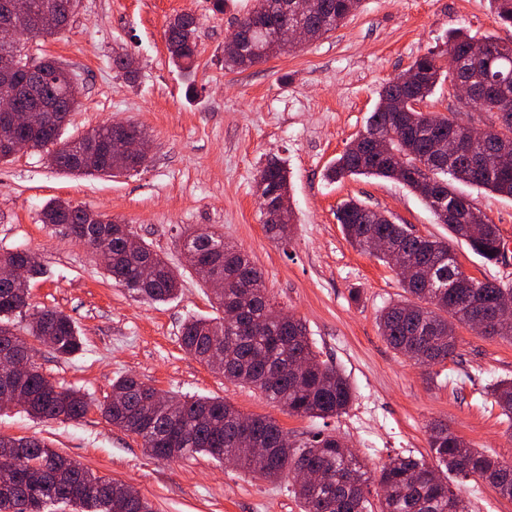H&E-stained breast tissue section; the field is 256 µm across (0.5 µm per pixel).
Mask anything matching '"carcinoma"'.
Returning a JSON list of instances; mask_svg holds the SVG:
<instances>
[{
	"instance_id": "1",
	"label": "carcinoma",
	"mask_w": 512,
	"mask_h": 512,
	"mask_svg": "<svg viewBox=\"0 0 512 512\" xmlns=\"http://www.w3.org/2000/svg\"><path fill=\"white\" fill-rule=\"evenodd\" d=\"M62 18L63 26L35 33L54 36L65 30L74 11V0H49ZM280 0H255L248 11L263 25L248 28L235 43H224V66L248 67L251 55L264 58L286 53L290 46L271 37V32L301 21L317 40L334 31L355 15L363 0H289L284 12ZM497 19L512 25V0H491ZM197 18L189 13L176 15L168 27L167 49L172 63L191 72L198 53ZM18 83H28L34 74L28 70L30 59L18 48L12 50ZM402 84L389 82L380 92L368 127L386 142V154L379 157L372 145L359 138L352 141L328 169L331 180L345 176H376L396 179L410 190L421 193V182L433 184L436 194L459 195L455 183L483 188L512 197V167L496 172L474 169L468 152L492 153L504 142L512 144V121L501 131L480 141L473 140L469 125L436 115L429 127H423L425 113L421 104L432 96L438 83L460 81L479 85L485 99L511 107L512 117V44H501L491 37L477 39L461 30L448 33L447 49L430 51L415 59ZM74 79L54 82L43 79L44 98L55 103L57 111L19 134L27 136L35 150L55 146L58 168L77 176L109 175L112 155L108 151L114 125L104 124L69 140L61 132L71 113ZM453 138L463 144V152L448 164L437 159V143ZM266 185L263 224L270 238L290 239L294 221L290 205L288 171L277 160L268 161L258 172ZM90 210L67 200L53 198L42 207V223L57 226L76 224L92 241L110 250L113 260L106 265L112 282L132 296L151 302L174 298L181 287L180 274L149 246L135 255L124 252L120 233L126 225L103 216L89 217ZM348 241L362 250L366 237L377 230L394 240L409 263L402 279L404 296L388 305L379 315V329L398 353L419 360L422 351L436 353L445 361L457 349L458 329L473 326L474 317L494 308L495 288H454V269L448 268V242L434 237H409L405 226L396 224L382 212L372 210L356 199L344 201L336 211ZM448 226L456 238L485 260L492 262L499 236L497 225L464 207L448 218L435 216ZM193 255L191 267L197 278L207 284L224 278V299L220 309L238 312L239 324L215 323L206 318L185 322L181 346L207 363L212 351L224 353V379L259 390L267 399L293 415L329 418L344 413L354 394L349 380L335 367L319 359L309 340L306 325L288 317L281 322L268 312L273 308L261 273L249 255L227 245L214 232H195L186 238ZM29 267V278L43 274V268L25 249L0 254V269ZM28 282L0 278V359L7 358L35 340L47 344L60 357L83 350V339L70 316L61 311L43 309L31 319L25 333L17 332L15 317L28 307ZM21 387L26 400L21 407L28 415L46 420L77 421L93 405L84 393L57 385L36 371ZM150 387L137 377L125 375L112 383V396L100 404L102 414L112 425L132 433L142 441L153 458L170 462L193 453H205L218 460H231L256 478L277 480L307 461L327 474L321 485L296 484L293 493L304 512H371L369 486L382 489L380 512H470L469 502L454 491L448 478L437 469L411 456L397 455L385 463L377 478H372L360 458L335 434L317 432L304 441L284 444L279 441L280 426L266 416H245L222 398L175 395L153 409L143 404ZM502 414L512 424V378L501 379L493 387ZM257 448L267 449L264 458L240 452L243 437ZM0 448H15L10 484H0V512H46L49 505H70L78 512H153L150 502L138 497L128 499L122 483L99 476L81 464L63 456L37 438L0 435ZM429 448L438 465L458 479H479L492 485L500 495L512 499V462H504L471 447L441 425L430 428ZM50 472L43 481L33 482L29 473L34 465Z\"/></svg>"
}]
</instances>
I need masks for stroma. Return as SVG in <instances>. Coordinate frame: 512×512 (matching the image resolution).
Listing matches in <instances>:
<instances>
[{
	"label": "stroma",
	"mask_w": 512,
	"mask_h": 512,
	"mask_svg": "<svg viewBox=\"0 0 512 512\" xmlns=\"http://www.w3.org/2000/svg\"><path fill=\"white\" fill-rule=\"evenodd\" d=\"M253 5L226 0L219 12L213 0H77L66 31L26 40L29 56L57 59L81 88L66 135L122 122L139 126L150 140L145 166L116 178L66 173L44 152H21L0 164V253L35 255L44 273L30 284L31 308L64 312L85 340L83 351L68 358L37 348L36 365L99 402L110 396L114 380L131 374L163 392L219 397L243 414L271 417L294 441L333 432L374 473L396 455L430 459L434 423L512 461V429L491 394L496 381L512 377V338L459 330L455 355L431 366L396 353L378 317L402 298L401 277L346 240L336 210L355 197L420 235L448 238L447 226L397 181L325 176L365 131L383 86L417 57L445 49L450 30L510 43L512 26L499 23L490 0H365L325 37L260 65L227 70L224 40ZM187 12L199 21V55L188 76L170 63L162 38L169 19ZM119 52L136 59L135 77L113 67ZM425 108L462 123L495 121L493 113L462 108L445 84ZM271 158L286 166L290 180L295 220L287 241L265 232L256 193L258 172ZM461 191L498 226L507 254L490 263L465 242L451 240V248L476 277L512 284V198L467 185ZM52 198L127 224L179 268L177 297L137 301L113 284L91 249L42 223L41 208ZM199 229L246 252L274 306L306 324L314 350L353 387L345 413L326 420L288 414L182 349L187 320L218 315L183 251L187 235ZM1 433L44 440L98 475L132 486L154 512L301 509L292 478L256 479L201 453L152 459L140 438L95 408L72 422L0 409Z\"/></svg>",
	"instance_id": "1"
}]
</instances>
